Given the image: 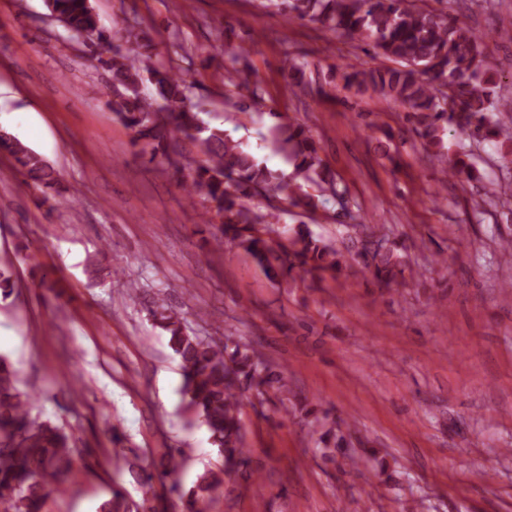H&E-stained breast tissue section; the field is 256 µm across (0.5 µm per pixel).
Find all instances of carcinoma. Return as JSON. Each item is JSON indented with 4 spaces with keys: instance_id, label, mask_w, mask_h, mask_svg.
<instances>
[{
    "instance_id": "1",
    "label": "carcinoma",
    "mask_w": 512,
    "mask_h": 512,
    "mask_svg": "<svg viewBox=\"0 0 512 512\" xmlns=\"http://www.w3.org/2000/svg\"><path fill=\"white\" fill-rule=\"evenodd\" d=\"M288 20L321 25L341 37L364 45L363 51L392 65L342 74L344 87L371 90L391 99L405 111L411 131L422 140L429 157L448 159L450 179L476 181L480 172L471 155L447 158L444 135L459 131L470 138L497 143L512 154V128L494 115L512 111V98L501 93L500 80L485 53V37L444 10L430 9L420 0H266ZM50 14L63 21L68 37L95 38L92 58L112 78L109 108L131 131L135 144L155 162L186 175L184 191L206 203L202 221L221 220L215 248L224 244L245 249L260 267L292 279L312 283L337 279L360 271L371 275L377 287L396 290L407 285L408 265L397 244L382 229L360 220L352 225L361 235L356 256H347L336 244L316 236L300 224L293 234L274 239L272 225L281 221L285 202L315 210L328 194L338 207H348L346 188L336 180L319 155L318 147L294 120L283 122L279 112L272 135L293 162L288 178L275 176L242 144L224 136V129L205 123L190 97V86L170 65L153 59L145 33L131 26L122 43L100 27L92 0H45ZM249 51L238 49L232 67L225 69L224 84L251 89L259 98L261 80L244 63ZM150 84L153 91L145 93ZM188 140L197 153L184 151ZM0 153L34 185L53 189L61 175L12 131L0 130ZM313 185L317 193L304 187ZM267 201V210H255L249 201ZM150 315L170 336L181 363L183 393L210 433L211 444L222 462L206 469L196 484L180 497V512H207L208 502L224 485L250 470L241 417V399L250 393L262 400L288 392V381L269 363L259 359L251 341L227 336L218 345L188 333L182 319L164 299L153 302ZM326 449L346 446L341 425L333 422L321 433ZM75 449L68 436L48 422L29 415V394L18 375L0 356V505L4 512H43L52 488L71 473ZM180 460L169 455L161 472H148L144 482L164 483Z\"/></svg>"
}]
</instances>
